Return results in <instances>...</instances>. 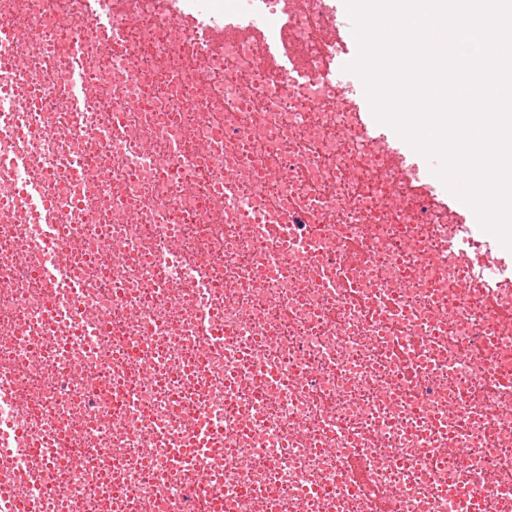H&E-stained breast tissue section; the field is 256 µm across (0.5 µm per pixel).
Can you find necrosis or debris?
I'll use <instances>...</instances> for the list:
<instances>
[{
    "mask_svg": "<svg viewBox=\"0 0 512 512\" xmlns=\"http://www.w3.org/2000/svg\"><path fill=\"white\" fill-rule=\"evenodd\" d=\"M202 10L113 0L116 46L83 0H0V431L26 449L0 488L40 512H512V275L460 287V216L400 202L403 158L364 150L353 92L321 79L332 0H224L209 42ZM269 14L307 87L260 79ZM228 175L287 240L239 222ZM202 318L221 341L194 342Z\"/></svg>",
    "mask_w": 512,
    "mask_h": 512,
    "instance_id": "necrosis-or-debris-1",
    "label": "necrosis or debris"
}]
</instances>
